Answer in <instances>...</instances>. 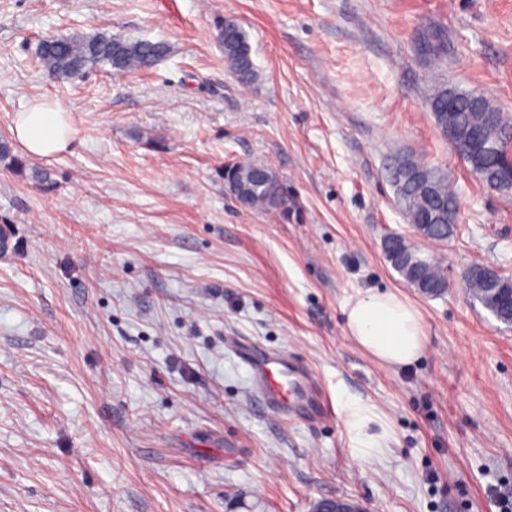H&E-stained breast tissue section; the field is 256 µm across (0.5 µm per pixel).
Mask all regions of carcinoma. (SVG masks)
I'll return each mask as SVG.
<instances>
[{
	"mask_svg": "<svg viewBox=\"0 0 512 512\" xmlns=\"http://www.w3.org/2000/svg\"><path fill=\"white\" fill-rule=\"evenodd\" d=\"M217 39L224 49V63L241 84H250L257 78L252 59V47L248 33L239 20L232 24L226 19L216 22ZM168 52L162 41L132 39L97 32L50 36L42 39L36 48V56L44 73L65 80L74 79L97 68L109 67L117 73L135 74L152 68ZM456 127L482 130L486 146L481 164L487 169L505 167L512 155V123L504 115L488 123L484 110L474 104V93L454 90ZM432 112L448 111V85L437 87L430 99ZM0 163L13 170L26 171L25 164L12 153L9 142L0 141ZM244 181L248 191L237 202L244 208L273 213L286 222L297 215L293 196L277 173L268 165L246 161L228 163L224 169V187L232 182ZM396 197L408 223L419 226L430 240L444 243L456 231L457 193L448 178L411 159L395 172ZM395 249L386 252L393 268L410 286L442 284V262L424 256L409 240L393 236ZM464 287L470 298L479 302L497 318L503 314L490 308L487 295V277L483 271H475L464 279Z\"/></svg>",
	"mask_w": 512,
	"mask_h": 512,
	"instance_id": "cac0c4a2",
	"label": "carcinoma"
}]
</instances>
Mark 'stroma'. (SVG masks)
<instances>
[{"mask_svg":"<svg viewBox=\"0 0 512 512\" xmlns=\"http://www.w3.org/2000/svg\"><path fill=\"white\" fill-rule=\"evenodd\" d=\"M237 15L242 87L215 27ZM165 42L151 70L47 77V34ZM440 34L443 51H420ZM512 121V0H0V136L45 97L69 148L0 165V512H504L512 497V326L463 286L512 275V194L483 185L429 106L440 83ZM447 176L449 287L408 286L386 237H414L394 172ZM272 167L299 211L240 206L224 164ZM47 170L46 189L29 169ZM418 311L420 356L390 366L345 331L349 303ZM307 361L332 416L279 418L239 347ZM226 17L216 22L217 39L224 49V63L241 84H250L257 78L252 59V47L243 23L226 22ZM484 266V265H472L469 266L463 274V279L466 276H469L473 271H475V267ZM464 287L466 288V292L470 296L473 301L479 302L485 309H487L491 314L498 318L497 321L504 323L506 325L512 324V313H508L507 320H503V313H498L493 310L488 304L487 300L489 296L487 295V277L485 272L483 271H475L468 278L463 280Z\"/></svg>","mask_w":512,"mask_h":512,"instance_id":"35a3bbf8","label":"stroma"}]
</instances>
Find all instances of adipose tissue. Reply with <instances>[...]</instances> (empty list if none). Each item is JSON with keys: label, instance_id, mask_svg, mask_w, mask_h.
<instances>
[{"label": "adipose tissue", "instance_id": "adipose-tissue-1", "mask_svg": "<svg viewBox=\"0 0 512 512\" xmlns=\"http://www.w3.org/2000/svg\"><path fill=\"white\" fill-rule=\"evenodd\" d=\"M13 131L20 145L39 157L65 151L74 133L67 113L44 98L31 100L28 109L18 113ZM346 327L362 348L391 365L411 363L423 346L417 311L392 293L355 300L347 310Z\"/></svg>", "mask_w": 512, "mask_h": 512}]
</instances>
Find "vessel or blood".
I'll return each mask as SVG.
<instances>
[{
	"label": "vessel or blood",
	"instance_id": "vessel-or-blood-1",
	"mask_svg": "<svg viewBox=\"0 0 512 512\" xmlns=\"http://www.w3.org/2000/svg\"><path fill=\"white\" fill-rule=\"evenodd\" d=\"M241 360L249 368L252 384L268 411L293 420L321 418L325 405L308 364L288 353L251 345L244 348Z\"/></svg>",
	"mask_w": 512,
	"mask_h": 512
}]
</instances>
